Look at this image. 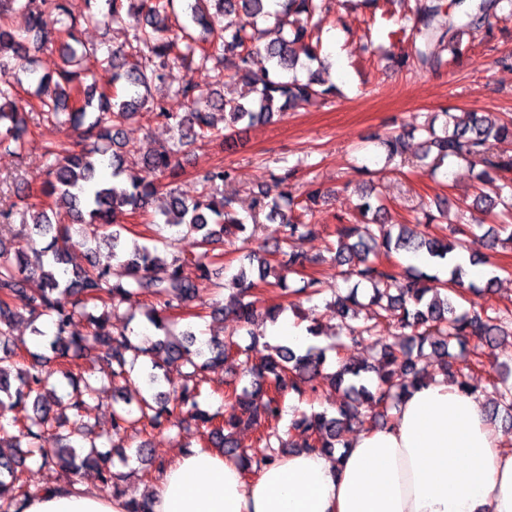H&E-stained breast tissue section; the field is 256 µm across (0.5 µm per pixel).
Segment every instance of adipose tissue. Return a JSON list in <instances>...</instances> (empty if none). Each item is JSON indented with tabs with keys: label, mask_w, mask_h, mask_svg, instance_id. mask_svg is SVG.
<instances>
[{
	"label": "adipose tissue",
	"mask_w": 512,
	"mask_h": 512,
	"mask_svg": "<svg viewBox=\"0 0 512 512\" xmlns=\"http://www.w3.org/2000/svg\"><path fill=\"white\" fill-rule=\"evenodd\" d=\"M500 442L479 395L438 376L336 459L302 450L250 476L216 451L178 453L148 495L150 512H512V454ZM22 512H126V500L53 483Z\"/></svg>",
	"instance_id": "1"
}]
</instances>
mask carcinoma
Listing matches in <instances>:
<instances>
[{
  "label": "carcinoma",
  "mask_w": 512,
  "mask_h": 512,
  "mask_svg": "<svg viewBox=\"0 0 512 512\" xmlns=\"http://www.w3.org/2000/svg\"><path fill=\"white\" fill-rule=\"evenodd\" d=\"M96 13L75 17L66 0H0V18L21 12L28 20L27 29L17 32L0 24V154L22 157L28 136V115L17 105L15 70L23 69L34 86L30 110L47 114L60 125L80 132L83 146L72 150L64 143L50 147L46 153L45 178L41 193L51 199L48 207L32 212L21 221L20 241L11 247L0 244V342L11 336L16 317L21 312L32 319L44 318L53 333L34 327V334L48 337L52 356L31 354L26 359L15 349L0 351V496L10 493L5 509L21 512V505L37 495L40 487L24 475L28 464L40 468L59 467L73 474L84 469L98 474L103 489L121 495L124 475L108 466V454L99 451L92 425L85 419L87 399L97 392L96 382L70 368L74 360L91 356L104 362L112 384L127 383L135 371V362L127 361L129 351L149 357L139 374L147 394L139 395L133 407L112 408V434L109 439L124 441V435L140 423L163 432L194 424L202 431L207 444L221 448L235 457L240 466L259 471L293 449L279 430L283 404L289 396L307 401L317 391L313 380L324 379L335 388H344L347 401L329 414L325 411L302 413L288 426L303 437L302 448L332 451L348 447L345 432L359 424L385 427L389 411L418 385L426 381L418 367L424 344L434 347L442 372L459 388L474 391V372L485 369L483 347H492L497 337L512 335L501 316H491L483 306L472 303L460 310L455 299L470 293L488 294L497 284L493 276L479 286L465 282L463 265L453 256L468 249L475 233L466 219L455 225L456 237L439 238L426 231L435 221L425 214V224L399 225L396 235L386 232L378 237L372 225L380 224L387 214L385 200L372 197L373 191L361 196L356 204L360 220L337 228V245L333 261L348 266L341 271L356 276L373 289L369 305L377 307L373 314L397 323L400 334L386 344L375 368L376 386H370L362 364H344L329 375L327 349L309 346L298 354L287 345H275L257 362L244 361V375L250 377L251 389L230 398L238 412L226 419L220 414L200 408V374L224 362L230 347L224 341L211 340L196 344V335L185 330L173 331L179 315L202 303L205 284L221 290L226 284L212 281L216 255L214 245L241 243L248 265L241 266L231 278L236 293L230 303L212 305V314L232 316L243 327L254 324L259 317L257 283L279 288L290 298L310 300L325 288L321 279L305 272L315 263L294 248L296 242L313 232L311 218L315 206L324 198L320 187L312 184L297 194L290 185L296 168L291 166L274 178V185L260 192L258 210L280 226L282 252L275 281H267L268 263L247 250V220L234 210L233 199L224 196L220 186L232 172L217 165L201 175L204 191L193 200H186L169 191L166 207L161 211L162 225L175 230L163 242L164 252L157 247L140 246L127 251L122 246L117 214L136 215L147 211L163 180L174 178L182 170L181 156L197 141L219 138L214 113L224 114L225 129L234 133L242 126L267 123L287 110L297 109L315 100L329 101L336 95V86L326 84L313 70L312 63L322 64L320 41L314 40L313 17L330 10L325 0H286V12L265 8L267 0H98ZM136 18L132 40L149 51L146 61L115 50L104 62L112 68V81L125 82L132 91L121 95L97 92L84 85L79 66L92 51L79 36L82 25H99L122 14ZM273 22L277 37L264 48L254 45L252 30L257 19ZM404 20L415 33L413 51L398 57L401 67L418 64L425 69H439L459 59V42L465 35L491 34L501 22L512 20V0H416L408 8ZM59 46L63 65L54 74H41L34 67L36 53L49 46ZM299 46L306 60L294 51ZM449 49L448 59L436 48ZM199 62L212 64L216 85L224 77L243 84L252 99L241 102L226 97L221 90L203 94L198 86L187 81L177 93L187 102V111L170 112L161 102H151V112L174 131L171 142L163 144L142 158V172L134 174L126 168L130 152L124 138V126L146 105L140 88L148 79L164 80L176 66ZM306 71V78L296 75ZM426 138L416 156L420 167L430 176L441 169L463 161L481 166L479 180L492 183L497 179L495 196L478 193L473 208L498 212L500 223L512 226V155L490 154L489 141L512 142V123L501 122L486 112H470L466 119L443 109L434 113L421 127ZM386 162L395 159L405 164L404 136L392 134L380 142ZM90 230L91 252L104 248L122 268L113 276L110 267L88 259L85 267L69 266L60 243L68 239L72 225ZM422 254L432 262L447 264V279L441 280L419 268L402 267L395 261L400 253ZM192 264L199 271L195 278L185 272ZM257 271L258 281L249 279ZM132 296L149 301L148 323L163 336L140 347L133 343L121 326V305ZM338 315L349 320L344 325L352 339L371 335L376 324L360 319L356 307L361 305L357 292L351 291L336 300ZM83 321L87 334L75 336L70 326ZM166 355V363L184 370L188 384L173 393L158 389L160 364L156 353ZM66 378L72 391L66 393L72 419L62 420L54 413L61 402L55 374ZM508 372L495 368L488 372L489 384L497 395L498 405L492 418L512 426V384ZM32 400L33 415L22 419L11 414L19 404ZM240 428L260 431L259 440L270 452L251 457L239 450L234 434ZM53 437L56 446L46 448L43 442Z\"/></svg>",
  "instance_id": "1"
}]
</instances>
